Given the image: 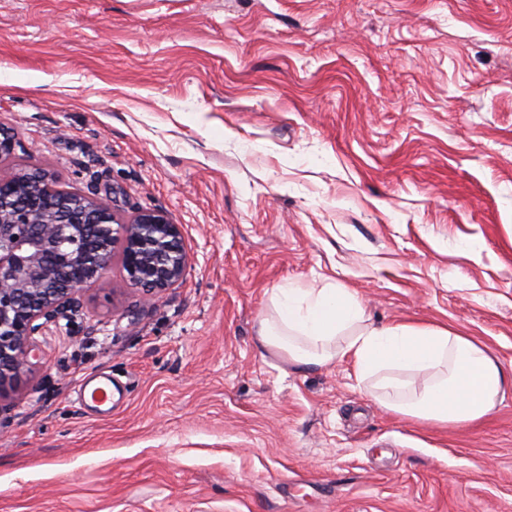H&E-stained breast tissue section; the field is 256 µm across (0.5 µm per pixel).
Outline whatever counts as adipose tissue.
I'll return each mask as SVG.
<instances>
[{
    "label": "adipose tissue",
    "instance_id": "1",
    "mask_svg": "<svg viewBox=\"0 0 512 512\" xmlns=\"http://www.w3.org/2000/svg\"><path fill=\"white\" fill-rule=\"evenodd\" d=\"M276 320L260 322L261 345L302 365L349 359L358 377H379L384 404L401 416L438 424H470L487 417L512 376L479 342L445 325L375 326L355 291L336 281L319 288L272 289ZM431 371L430 382L405 390L401 371Z\"/></svg>",
    "mask_w": 512,
    "mask_h": 512
}]
</instances>
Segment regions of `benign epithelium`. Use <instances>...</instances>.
<instances>
[{
	"label": "benign epithelium",
	"mask_w": 512,
	"mask_h": 512,
	"mask_svg": "<svg viewBox=\"0 0 512 512\" xmlns=\"http://www.w3.org/2000/svg\"><path fill=\"white\" fill-rule=\"evenodd\" d=\"M17 146L0 125V164ZM116 256L131 285L160 294L186 271L181 225L156 210L122 218L41 167L0 173V397L31 365L32 336L74 310Z\"/></svg>",
	"instance_id": "obj_1"
}]
</instances>
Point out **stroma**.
<instances>
[{
  "mask_svg": "<svg viewBox=\"0 0 512 512\" xmlns=\"http://www.w3.org/2000/svg\"><path fill=\"white\" fill-rule=\"evenodd\" d=\"M0 125L10 171L163 211L188 258L33 336L0 512H512V388L422 422L257 340L271 289L332 278L512 371V0H0ZM112 375L104 371L92 372L82 376L76 385L77 400L84 408H99L110 405L112 412Z\"/></svg>",
  "mask_w": 512,
  "mask_h": 512,
  "instance_id": "obj_1",
  "label": "stroma"
}]
</instances>
